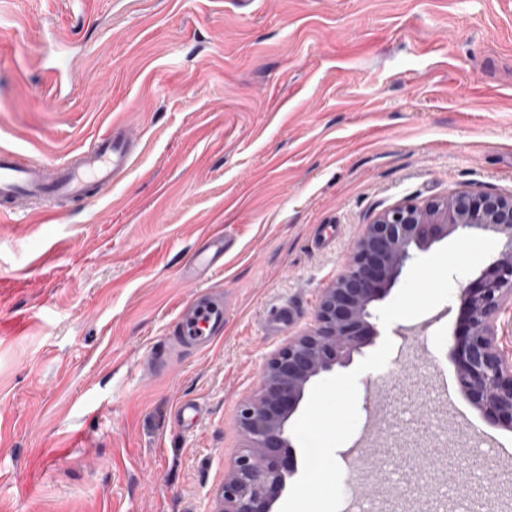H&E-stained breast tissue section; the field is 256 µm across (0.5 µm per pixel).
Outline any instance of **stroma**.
<instances>
[{
  "mask_svg": "<svg viewBox=\"0 0 512 512\" xmlns=\"http://www.w3.org/2000/svg\"><path fill=\"white\" fill-rule=\"evenodd\" d=\"M117 120L143 150L111 193L0 222V512H216L240 402L312 327L360 225L512 193V0H0V148L53 165ZM220 232L223 268L189 277ZM206 290L221 337L148 368ZM463 330L454 295L352 358L393 341L335 451L360 486L355 460L396 450L376 512H512V432L459 389ZM477 441L494 454L474 480L454 451Z\"/></svg>",
  "mask_w": 512,
  "mask_h": 512,
  "instance_id": "35a3bbf8",
  "label": "stroma"
}]
</instances>
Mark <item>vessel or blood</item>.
<instances>
[{
  "instance_id": "1",
  "label": "vessel or blood",
  "mask_w": 512,
  "mask_h": 512,
  "mask_svg": "<svg viewBox=\"0 0 512 512\" xmlns=\"http://www.w3.org/2000/svg\"><path fill=\"white\" fill-rule=\"evenodd\" d=\"M141 150L129 136V125L120 121L86 149L61 164L55 172L46 166L25 160L18 152L0 149V218L27 213L32 202L40 209L55 213L61 202L100 197L102 191L124 176ZM228 242L224 235L211 236L207 249L196 252L192 262L199 271L220 267ZM224 328V306L199 297L183 308L175 329L180 346L209 347Z\"/></svg>"
}]
</instances>
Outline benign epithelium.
Masks as SVG:
<instances>
[{"mask_svg": "<svg viewBox=\"0 0 512 512\" xmlns=\"http://www.w3.org/2000/svg\"><path fill=\"white\" fill-rule=\"evenodd\" d=\"M458 231L506 239L499 256L459 286L468 324L451 356L461 392L493 423L512 430V352L497 345V321L512 296V194L466 190L399 203L361 225L346 263L322 293L313 328L267 360L260 391L241 405L249 447L224 478L223 512H274L297 471L288 423L309 385L378 334L375 304L419 253Z\"/></svg>", "mask_w": 512, "mask_h": 512, "instance_id": "1", "label": "benign epithelium"}]
</instances>
